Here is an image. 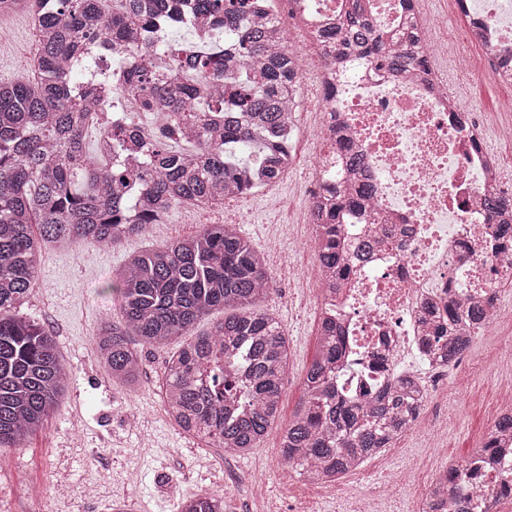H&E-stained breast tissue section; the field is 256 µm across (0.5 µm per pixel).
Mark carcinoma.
<instances>
[{"mask_svg": "<svg viewBox=\"0 0 512 512\" xmlns=\"http://www.w3.org/2000/svg\"><path fill=\"white\" fill-rule=\"evenodd\" d=\"M272 7L273 0H0V17L25 12L38 37L33 78L0 82L1 448H20L43 428L69 383L53 337L18 311L43 247L117 245L163 223L177 202L221 206L224 194L257 192L288 170L293 158L283 147V122L300 93L299 63L287 43L265 35L275 25ZM243 25L236 45L245 67L226 94L212 49ZM133 31L138 42H126ZM186 38L209 51L171 80L168 68L180 66L171 46ZM321 42L338 64L365 54L394 72L428 69L422 53L386 48L354 7L322 29ZM74 70L84 74L78 85L69 79ZM204 72L217 81L206 99L197 87ZM118 101L163 114L164 130L144 131L115 109ZM102 114L115 156L138 140L144 145L141 167L108 166L101 154L88 153L85 130ZM369 205L361 189L327 190L321 276L346 271L340 217ZM486 206L494 221L512 209V199L492 193ZM272 284L264 254L234 224H207L190 238L133 255L106 288L120 319L100 324L98 361L112 382L133 391L142 358L131 337L161 346L224 308L223 321L171 357L162 393L180 430L246 455L279 418L288 369L284 330L263 309ZM486 319L479 303L448 305V318L435 328L446 359L469 347L464 332ZM343 358L336 325L321 318L305 400L280 439L284 464L308 482L361 466L391 447L424 409L419 388L402 381L368 404H348L336 390ZM178 512H224V498L185 497Z\"/></svg>", "mask_w": 512, "mask_h": 512, "instance_id": "obj_1", "label": "carcinoma"}]
</instances>
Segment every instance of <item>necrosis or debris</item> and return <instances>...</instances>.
I'll return each instance as SVG.
<instances>
[{"label": "necrosis or debris", "instance_id": "necrosis-or-debris-1", "mask_svg": "<svg viewBox=\"0 0 512 512\" xmlns=\"http://www.w3.org/2000/svg\"><path fill=\"white\" fill-rule=\"evenodd\" d=\"M283 14L300 31L290 45L299 61L317 58L315 106L320 122L302 130L290 115L288 145L299 136L313 141L310 192L295 248L318 246V203L328 187L360 180L372 199L367 211L342 219L349 253L359 254L335 292L313 281L314 298L344 334L346 355L338 374L345 391L360 399L395 376L414 377L423 397L451 391V374L471 357L443 361L435 344L420 345L428 309L444 312L449 300L483 303L488 324L501 315L502 296L512 293V248L492 250L484 198L497 191L512 197L502 179V161L482 145L483 129L463 100L436 71L399 75L372 58L344 62L319 38L322 16L339 0H280ZM399 0H359L363 13L385 35L387 47H428L425 30ZM468 25V43L452 42L448 53L465 58L468 44L512 59V0H455ZM489 466L454 463L455 478L439 498L450 512H486L512 501V433H491Z\"/></svg>", "mask_w": 512, "mask_h": 512}]
</instances>
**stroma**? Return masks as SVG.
Segmentation results:
<instances>
[{
	"label": "stroma",
	"instance_id": "35a3bbf8",
	"mask_svg": "<svg viewBox=\"0 0 512 512\" xmlns=\"http://www.w3.org/2000/svg\"><path fill=\"white\" fill-rule=\"evenodd\" d=\"M417 11L433 46L466 36V22L452 0H417ZM9 40L0 44V81L30 77L29 64L37 52V36L21 16L6 18ZM434 66L450 90L458 92L483 126L489 152L512 157V143L499 140L496 125L512 118V85L494 80L480 47L469 49L467 65L435 54ZM314 144L301 139L287 178L275 190L287 195L295 211H302L309 191L306 173ZM280 215L264 192L234 198L218 212H204L180 204L166 220L150 225L146 234L101 248L86 245L44 249L38 273L20 311L55 337L71 369L65 396L42 429L25 447L0 450V512H56L55 486L71 495L67 512H109L112 494L130 491L131 512H176L181 497L207 493L224 499L226 512H352V502H339L328 487L296 477L279 462L283 429L304 398L303 378L319 345L320 312L312 295L294 288L295 273L304 270L317 278L310 256L300 268L272 265L274 290L265 304L288 336L291 352L280 416L259 448L241 458H225L188 436L164 414L161 386L172 346L142 347L143 374L138 392L112 383L101 370L93 338L103 313L113 311L111 298L101 289L128 255L195 234L206 224H238L242 234L259 249L280 230ZM449 396L435 395L423 415L441 428L436 450L411 437L363 464L354 485L370 484L378 491V512H414L418 491L397 487L389 472L410 467L422 484L449 460H463L490 430V418L499 406L501 378L487 366L456 371ZM112 476L111 493H86L98 472ZM139 481L126 487L128 473Z\"/></svg>",
	"mask_w": 512,
	"mask_h": 512
}]
</instances>
